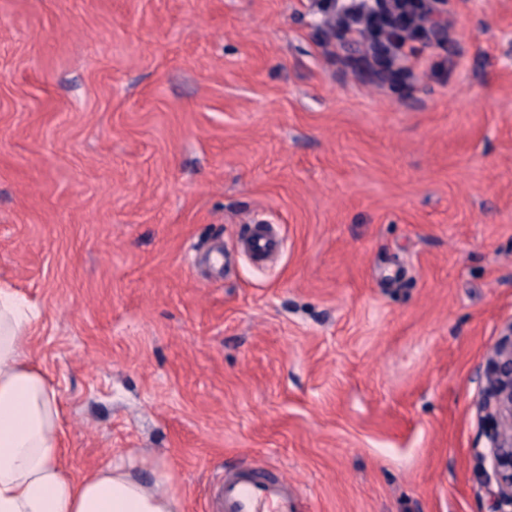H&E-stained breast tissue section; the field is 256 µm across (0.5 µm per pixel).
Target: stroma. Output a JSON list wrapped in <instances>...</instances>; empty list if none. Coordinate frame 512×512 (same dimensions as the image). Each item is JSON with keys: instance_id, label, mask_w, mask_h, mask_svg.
<instances>
[{"instance_id": "stroma-1", "label": "stroma", "mask_w": 512, "mask_h": 512, "mask_svg": "<svg viewBox=\"0 0 512 512\" xmlns=\"http://www.w3.org/2000/svg\"><path fill=\"white\" fill-rule=\"evenodd\" d=\"M390 86L315 0H0V286L72 475L257 458L311 512H492L480 368L512 322V0H448ZM279 261L237 258L248 218ZM431 7L432 27L430 28V42L440 43L448 32L446 12L447 0H429Z\"/></svg>"}]
</instances>
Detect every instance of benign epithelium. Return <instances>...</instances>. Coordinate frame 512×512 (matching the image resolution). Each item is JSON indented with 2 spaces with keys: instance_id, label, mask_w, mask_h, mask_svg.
<instances>
[{
  "instance_id": "benign-epithelium-1",
  "label": "benign epithelium",
  "mask_w": 512,
  "mask_h": 512,
  "mask_svg": "<svg viewBox=\"0 0 512 512\" xmlns=\"http://www.w3.org/2000/svg\"><path fill=\"white\" fill-rule=\"evenodd\" d=\"M448 0H430L431 41H443ZM484 386L479 403L488 442L486 481L495 484L493 512H512V322L483 370Z\"/></svg>"
}]
</instances>
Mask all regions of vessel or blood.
I'll use <instances>...</instances> for the list:
<instances>
[{
    "label": "vessel or blood",
    "instance_id": "1",
    "mask_svg": "<svg viewBox=\"0 0 512 512\" xmlns=\"http://www.w3.org/2000/svg\"><path fill=\"white\" fill-rule=\"evenodd\" d=\"M282 248L281 238L253 221L240 241L242 254L263 261ZM310 505L287 477L268 475L259 461L243 463L212 484L208 512H309Z\"/></svg>",
    "mask_w": 512,
    "mask_h": 512
}]
</instances>
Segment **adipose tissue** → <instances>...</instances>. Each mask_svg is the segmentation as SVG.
<instances>
[{
  "label": "adipose tissue",
  "mask_w": 512,
  "mask_h": 512,
  "mask_svg": "<svg viewBox=\"0 0 512 512\" xmlns=\"http://www.w3.org/2000/svg\"><path fill=\"white\" fill-rule=\"evenodd\" d=\"M35 306L0 287V512H186L156 465L144 480L134 460L70 477L57 392L28 347Z\"/></svg>",
  "instance_id": "ef3b65f1"
}]
</instances>
